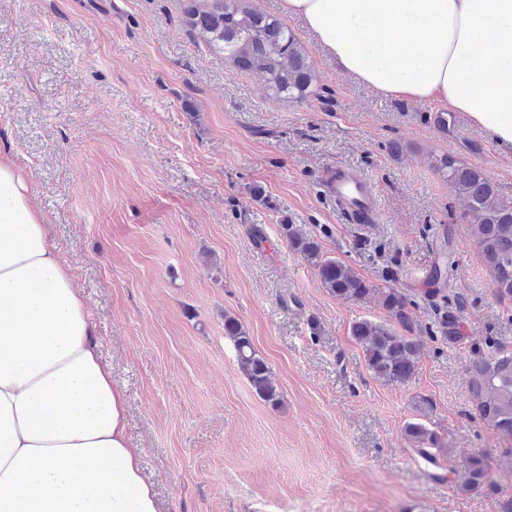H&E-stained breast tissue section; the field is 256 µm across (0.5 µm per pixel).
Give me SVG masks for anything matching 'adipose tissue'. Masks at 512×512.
Returning <instances> with one entry per match:
<instances>
[{
  "instance_id": "adipose-tissue-1",
  "label": "adipose tissue",
  "mask_w": 512,
  "mask_h": 512,
  "mask_svg": "<svg viewBox=\"0 0 512 512\" xmlns=\"http://www.w3.org/2000/svg\"><path fill=\"white\" fill-rule=\"evenodd\" d=\"M281 8L378 96L465 113L512 149V0ZM127 415L31 177L0 153V512H159Z\"/></svg>"
}]
</instances>
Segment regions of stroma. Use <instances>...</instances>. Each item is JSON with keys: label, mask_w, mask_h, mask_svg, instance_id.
I'll list each match as a JSON object with an SVG mask.
<instances>
[{"label": "stroma", "mask_w": 512, "mask_h": 512, "mask_svg": "<svg viewBox=\"0 0 512 512\" xmlns=\"http://www.w3.org/2000/svg\"><path fill=\"white\" fill-rule=\"evenodd\" d=\"M184 0H0V151L32 177L127 393L129 435L161 512H497L512 494L508 441L470 416L471 342L512 347L465 204L435 170L453 155L512 202V160L466 114L379 98L340 72L301 19L317 97L291 104L210 54ZM367 172L383 217L342 219L331 167ZM261 185L266 202L249 192ZM302 225L367 283L393 282L430 323L422 275L447 239L468 343L422 339L403 385L369 371L354 322L388 321L372 296L330 295L280 235ZM264 241H256L252 227ZM236 316L282 393L260 399L224 335ZM433 410L420 417L417 396ZM435 430L445 479L408 465L407 423ZM482 455L496 493L462 488Z\"/></svg>", "instance_id": "1"}]
</instances>
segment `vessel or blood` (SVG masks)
<instances>
[{
    "label": "vessel or blood",
    "mask_w": 512,
    "mask_h": 512,
    "mask_svg": "<svg viewBox=\"0 0 512 512\" xmlns=\"http://www.w3.org/2000/svg\"><path fill=\"white\" fill-rule=\"evenodd\" d=\"M328 190L345 216L359 212L369 217L379 213V192L376 184L357 169L339 165L330 172Z\"/></svg>",
    "instance_id": "1"
}]
</instances>
